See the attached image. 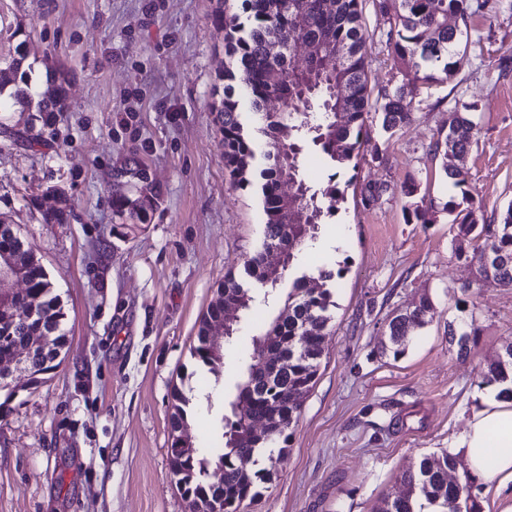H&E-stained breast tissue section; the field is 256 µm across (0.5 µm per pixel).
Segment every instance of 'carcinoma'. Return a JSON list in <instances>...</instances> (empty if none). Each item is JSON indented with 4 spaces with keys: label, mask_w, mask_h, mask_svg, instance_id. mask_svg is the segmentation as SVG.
I'll return each mask as SVG.
<instances>
[{
    "label": "carcinoma",
    "mask_w": 512,
    "mask_h": 512,
    "mask_svg": "<svg viewBox=\"0 0 512 512\" xmlns=\"http://www.w3.org/2000/svg\"><path fill=\"white\" fill-rule=\"evenodd\" d=\"M363 2L241 0L242 13L215 15V24L224 28L226 84L224 98L215 107L224 166L237 187L256 188L262 242L244 261L242 279H225L210 301L192 349L196 366L213 374L216 385L223 377L219 368L225 349L237 353L242 371L229 402L232 417L221 416L208 437L185 450L180 434L190 429L191 398L179 387L170 393V463L192 512H245L260 497L261 485L270 481L271 470H254L248 464L255 463L263 448H276L281 455L287 447L290 429L316 383L332 290L340 277L324 266L315 273L301 270L303 253L344 201L338 177L357 168L360 150L369 146L374 159L386 163L380 144L371 137L370 121L379 122L382 132L391 136L409 125L414 109L463 67L462 28L486 12L491 0H372L386 25L380 38L392 60L393 87L376 94L369 87L372 59ZM302 37L326 41L330 68L298 61L294 43ZM275 48L278 53L273 55ZM13 98L39 113L47 125L62 110L67 91L63 82L51 80L33 94L20 89ZM476 108L475 102L456 100L448 110L447 134L429 145L449 185L448 201L441 207L425 201L413 182L401 189L404 211L410 224H436L441 215H448L455 236L474 242L468 259L479 276L512 288V202L485 217V206L476 202L460 166L474 143L471 113ZM309 144L328 171L324 181L307 178L298 165V155ZM283 158L303 189L300 202L285 198ZM132 177L138 196L130 198L128 182L118 176L112 208L119 218L143 224L158 194L150 187L147 169H137ZM387 189L385 183L368 182L361 189L362 201L374 202ZM69 216L70 203L62 193L42 209L45 224H65ZM283 245L288 246V271L295 272L290 291L282 308L268 309L255 320L256 304H269L282 285L269 278L266 254ZM0 247L9 252L15 273L27 285L21 300L23 322H13L9 311L0 309V358L10 356L26 336L43 337L22 369L29 382L37 383L63 361L67 339L60 298L41 258L25 247L13 225L0 224ZM433 310L425 295L413 309L387 319L393 357L405 353L407 336L426 324ZM235 313L239 322L224 333V347L215 348L213 327ZM267 345L278 351L281 366L256 380L252 368ZM482 380L503 386L502 392L512 398L511 344L489 360ZM253 420L265 421V429L254 432ZM456 465L457 457L446 450L422 456L401 473V492L384 498L378 512H421L424 501L439 506L440 512H472L471 475L465 472L448 480V471ZM216 470L224 471V479L212 477Z\"/></svg>",
    "instance_id": "1"
}]
</instances>
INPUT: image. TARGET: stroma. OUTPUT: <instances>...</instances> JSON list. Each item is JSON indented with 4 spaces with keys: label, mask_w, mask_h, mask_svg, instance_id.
<instances>
[{
    "label": "stroma",
    "mask_w": 512,
    "mask_h": 512,
    "mask_svg": "<svg viewBox=\"0 0 512 512\" xmlns=\"http://www.w3.org/2000/svg\"><path fill=\"white\" fill-rule=\"evenodd\" d=\"M156 4L148 16L143 0H0V58L23 52L34 82L51 73L68 88L55 125L34 126L40 145L0 134V222L41 257L68 338L42 384L14 380L0 417V512H189L170 472V392L192 389L199 435L228 408L191 378L190 351L225 275L241 273L261 241L260 206L224 167L218 0ZM463 39L453 97L423 103L393 137L376 133L386 164L361 151L308 257L343 270L326 349L284 456L257 457L274 475L248 512H376L403 469L463 430L487 360L512 344V288L478 278L464 258L471 243L447 219L407 223L400 194L413 180L421 195L447 201L428 145L460 98L478 104L463 161L473 195L490 209L512 201V0H497ZM136 162L149 167L159 200L147 223L124 224L111 186ZM369 181L389 189L366 205ZM50 190L67 196L68 223H43L30 205ZM425 294L433 315L393 358L386 319ZM452 322L474 334L466 357L448 343Z\"/></svg>",
    "instance_id": "35a3bbf8"
}]
</instances>
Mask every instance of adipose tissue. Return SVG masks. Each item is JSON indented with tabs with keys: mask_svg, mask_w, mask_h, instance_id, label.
I'll list each match as a JSON object with an SVG mask.
<instances>
[{
	"mask_svg": "<svg viewBox=\"0 0 512 512\" xmlns=\"http://www.w3.org/2000/svg\"><path fill=\"white\" fill-rule=\"evenodd\" d=\"M450 446L475 479L493 482L500 491L512 487V400L500 386L474 395L467 424Z\"/></svg>",
	"mask_w": 512,
	"mask_h": 512,
	"instance_id": "1",
	"label": "adipose tissue"
}]
</instances>
